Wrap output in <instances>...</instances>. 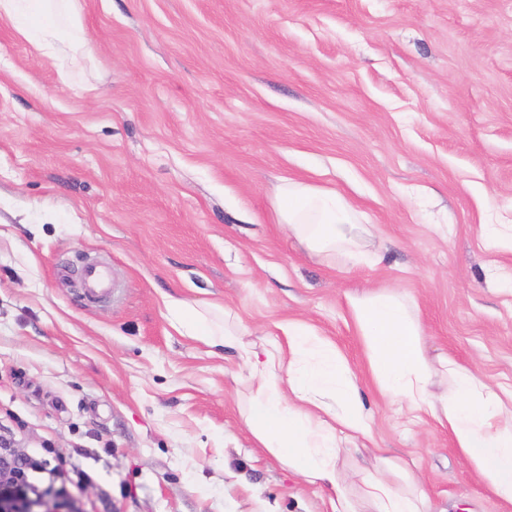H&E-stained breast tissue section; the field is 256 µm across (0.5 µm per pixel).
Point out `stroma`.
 Segmentation results:
<instances>
[{
	"mask_svg": "<svg viewBox=\"0 0 512 512\" xmlns=\"http://www.w3.org/2000/svg\"><path fill=\"white\" fill-rule=\"evenodd\" d=\"M78 77L0 20V438L79 512H328L257 447L232 351L161 299L224 305L256 350L300 319L361 379L430 512H505L447 429L380 396L347 294L414 303L429 358L512 389V0H79ZM343 195L380 260L314 258L274 187ZM112 269L90 299L86 264Z\"/></svg>",
	"mask_w": 512,
	"mask_h": 512,
	"instance_id": "stroma-1",
	"label": "stroma"
}]
</instances>
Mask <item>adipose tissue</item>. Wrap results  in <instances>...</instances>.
<instances>
[{
  "instance_id": "1",
  "label": "adipose tissue",
  "mask_w": 512,
  "mask_h": 512,
  "mask_svg": "<svg viewBox=\"0 0 512 512\" xmlns=\"http://www.w3.org/2000/svg\"><path fill=\"white\" fill-rule=\"evenodd\" d=\"M0 19L54 60L63 75L81 72L92 56L76 0H0ZM272 207L276 222L310 255L343 251L358 257L365 229L336 191L288 179L275 187ZM162 300L182 335L236 352L249 370L243 380L251 393L244 420L252 436L306 482L331 489V512H358L361 502L371 512H427L425 493L405 470L400 488L363 471L360 494L352 496L337 461L349 442L371 439V415L358 375L333 341L292 320L283 328L284 344L261 356L243 342L239 329L217 315L215 305H195L167 293ZM346 305L379 393L446 428L485 492L511 507L512 391L489 385L453 356L429 361L423 326L401 294L369 290L347 295ZM439 374L447 387L438 394L433 384Z\"/></svg>"
}]
</instances>
